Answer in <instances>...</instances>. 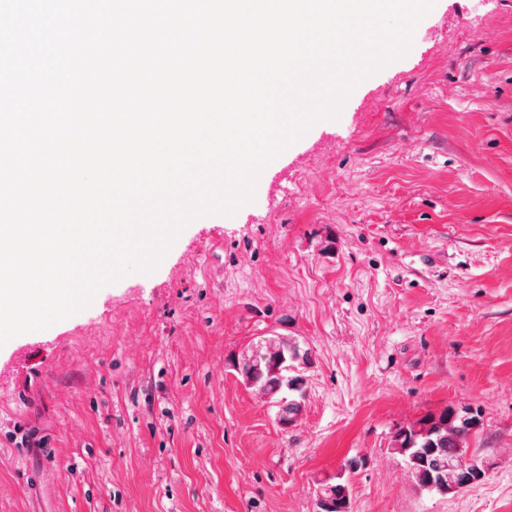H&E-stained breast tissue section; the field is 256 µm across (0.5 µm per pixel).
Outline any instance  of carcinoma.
Instances as JSON below:
<instances>
[{"instance_id": "carcinoma-1", "label": "carcinoma", "mask_w": 512, "mask_h": 512, "mask_svg": "<svg viewBox=\"0 0 512 512\" xmlns=\"http://www.w3.org/2000/svg\"><path fill=\"white\" fill-rule=\"evenodd\" d=\"M265 340L251 351L249 357L253 363H243L239 371L244 381L249 383L257 391L266 395H278L283 389H294L295 384L301 381V376H288L290 362L299 358L307 359V356H299V350L295 349L288 355V360L273 363V357L269 354ZM476 425V419L461 416L451 409H446L438 415H426L416 423L398 431L395 439V447L404 449L409 471L416 485L421 490H429L430 480L436 476L435 466L446 465L448 461L458 457V450ZM418 448L427 449L432 465L423 467L410 460V455ZM322 491L331 494L343 493L340 499L338 512H350V495L348 484L333 483L327 479L321 483Z\"/></svg>"}]
</instances>
